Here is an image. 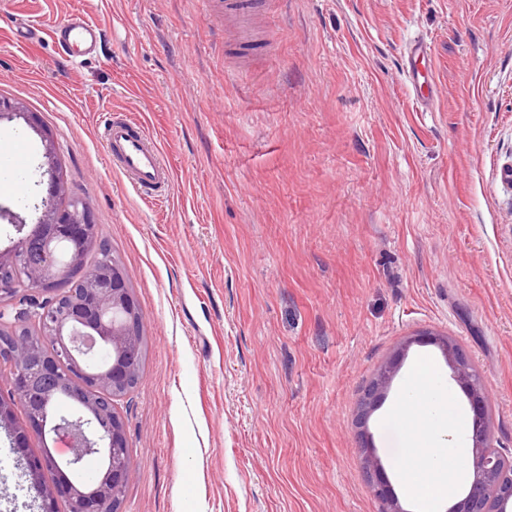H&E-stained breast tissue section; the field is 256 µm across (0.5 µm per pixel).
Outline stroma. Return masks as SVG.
I'll use <instances>...</instances> for the list:
<instances>
[{
	"instance_id": "35a3bbf8",
	"label": "stroma",
	"mask_w": 512,
	"mask_h": 512,
	"mask_svg": "<svg viewBox=\"0 0 512 512\" xmlns=\"http://www.w3.org/2000/svg\"><path fill=\"white\" fill-rule=\"evenodd\" d=\"M242 52L209 0H0V97L48 128L143 313V372L116 410L120 512H379L404 444L387 411L437 340L479 368L512 453V0H265ZM81 11L105 31L72 65L49 39ZM40 28L34 40L19 20ZM440 93L404 74L414 38ZM123 110L174 170L162 200L113 168L98 127ZM32 148L20 211L46 191ZM395 373L365 424L358 406ZM0 431V512H30ZM394 369L395 368L391 363L384 364L379 368L376 376L365 390L360 401L358 410L360 420L365 419L370 414L374 404L379 400L381 394L388 388L395 371Z\"/></svg>"
}]
</instances>
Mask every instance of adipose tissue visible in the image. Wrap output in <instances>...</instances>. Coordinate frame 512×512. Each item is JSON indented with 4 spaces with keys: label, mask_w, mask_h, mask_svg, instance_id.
Masks as SVG:
<instances>
[{
    "label": "adipose tissue",
    "mask_w": 512,
    "mask_h": 512,
    "mask_svg": "<svg viewBox=\"0 0 512 512\" xmlns=\"http://www.w3.org/2000/svg\"><path fill=\"white\" fill-rule=\"evenodd\" d=\"M435 366L417 361L407 385L388 411L401 429L406 453L396 462L399 484L425 500L431 512L446 501H460L469 477L459 466L468 450L463 444L468 420L457 407L455 396L435 384Z\"/></svg>",
    "instance_id": "ef3b65f1"
}]
</instances>
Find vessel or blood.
<instances>
[{
  "mask_svg": "<svg viewBox=\"0 0 512 512\" xmlns=\"http://www.w3.org/2000/svg\"><path fill=\"white\" fill-rule=\"evenodd\" d=\"M48 36L75 64L81 57L97 52L102 42L103 29L83 13L74 11L68 14L63 23L53 26ZM430 54L428 44L421 40L406 49V74L424 102L436 92L434 74L421 68L422 62ZM102 138L113 165L129 179L136 190L158 196L170 186L172 172L157 142L138 124L118 117L111 119L104 125ZM29 157L30 147L22 138L14 137L0 142L1 192L17 190L13 174L27 166Z\"/></svg>",
  "mask_w": 512,
  "mask_h": 512,
  "instance_id": "1",
  "label": "vessel or blood"
}]
</instances>
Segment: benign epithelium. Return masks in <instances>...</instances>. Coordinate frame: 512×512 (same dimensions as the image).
<instances>
[{
  "instance_id": "1",
  "label": "benign epithelium",
  "mask_w": 512,
  "mask_h": 512,
  "mask_svg": "<svg viewBox=\"0 0 512 512\" xmlns=\"http://www.w3.org/2000/svg\"><path fill=\"white\" fill-rule=\"evenodd\" d=\"M14 118L23 119L43 143L48 189L34 204L38 218L31 230L24 231L26 221L18 214L4 213L18 228L19 237L8 249L0 250V318L10 315V309L23 301L30 320L40 323L42 339L39 347L21 338L7 347L18 363V373L9 383L10 399L0 398V427L13 436L16 448L25 447V430L13 426V407L19 403L27 411V425L33 432L72 442L73 469L99 449H112L111 464L98 478L48 485L39 489V497L41 512H56L60 498L70 503L71 512H103L105 504L119 512L130 474V465L120 453L128 447L120 417L114 411L107 417L90 409L49 422L42 415L40 400L64 383L68 369L114 397L126 391L142 363V312L120 263L85 262V253L97 242L96 225L88 203L66 191L50 131L20 103L0 98V121ZM61 241L71 245L64 264L53 256L54 244ZM439 344L454 379L466 390L474 414L472 481L467 495L449 512H508L512 508V456L493 443L490 404L481 373L452 339L442 338ZM393 374L390 363L379 368L360 401L359 419L370 414ZM26 462L34 486L39 475L55 465L48 455L30 456ZM377 495L380 512H404L386 485L377 486Z\"/></svg>"
}]
</instances>
